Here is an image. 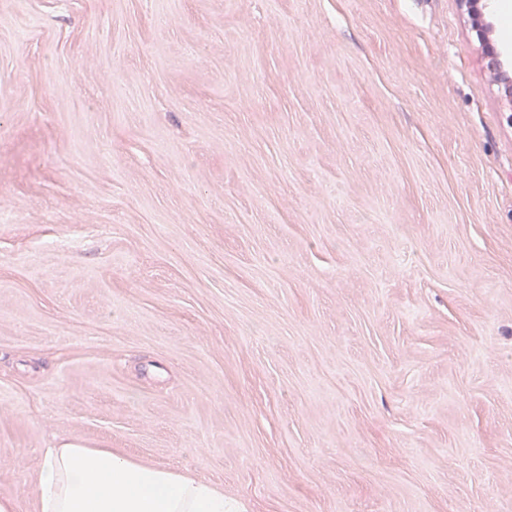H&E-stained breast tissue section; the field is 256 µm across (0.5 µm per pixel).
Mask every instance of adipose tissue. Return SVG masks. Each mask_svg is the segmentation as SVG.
Here are the masks:
<instances>
[{
    "mask_svg": "<svg viewBox=\"0 0 512 512\" xmlns=\"http://www.w3.org/2000/svg\"><path fill=\"white\" fill-rule=\"evenodd\" d=\"M34 503L36 512H236L211 479L73 443L43 449Z\"/></svg>",
    "mask_w": 512,
    "mask_h": 512,
    "instance_id": "adipose-tissue-1",
    "label": "adipose tissue"
}]
</instances>
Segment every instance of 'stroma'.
<instances>
[{
  "mask_svg": "<svg viewBox=\"0 0 512 512\" xmlns=\"http://www.w3.org/2000/svg\"><path fill=\"white\" fill-rule=\"evenodd\" d=\"M66 443L512 512V99L457 0H0V499Z\"/></svg>",
  "mask_w": 512,
  "mask_h": 512,
  "instance_id": "stroma-1",
  "label": "stroma"
}]
</instances>
